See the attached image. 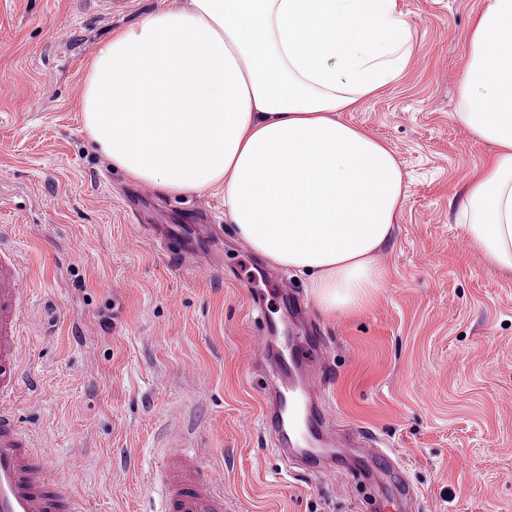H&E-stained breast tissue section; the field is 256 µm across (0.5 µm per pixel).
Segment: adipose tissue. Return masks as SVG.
Listing matches in <instances>:
<instances>
[{"mask_svg": "<svg viewBox=\"0 0 512 512\" xmlns=\"http://www.w3.org/2000/svg\"><path fill=\"white\" fill-rule=\"evenodd\" d=\"M401 0H181L92 52L84 128L161 194L224 191L260 257L306 272L327 313L378 287L375 254L406 199L390 147L340 118L393 82L411 50ZM462 121L492 150L458 220L512 275V0H483Z\"/></svg>", "mask_w": 512, "mask_h": 512, "instance_id": "1", "label": "adipose tissue"}]
</instances>
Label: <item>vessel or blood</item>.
I'll list each match as a JSON object with an SVG mask.
<instances>
[{
  "instance_id": "1",
  "label": "vessel or blood",
  "mask_w": 512,
  "mask_h": 512,
  "mask_svg": "<svg viewBox=\"0 0 512 512\" xmlns=\"http://www.w3.org/2000/svg\"><path fill=\"white\" fill-rule=\"evenodd\" d=\"M26 272L17 256L0 242V512H77L65 489L51 483L43 467L49 449L30 453V443L6 404L19 391L25 350L20 342L23 315V285ZM257 334L250 354L252 360L269 362L261 390L271 400L263 415V426L276 448L303 449L312 441H324L330 422L324 410L311 409V396L324 384L322 374L308 370L313 347L303 337H286L283 344L271 346L273 322L263 305H256ZM358 446L372 465L369 475L385 479L397 474L398 467L378 444L358 436ZM187 448L174 441L166 450L162 478L163 512H223L224 473L207 466L199 484L187 483Z\"/></svg>"
}]
</instances>
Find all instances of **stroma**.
Here are the masks:
<instances>
[{"mask_svg": "<svg viewBox=\"0 0 512 512\" xmlns=\"http://www.w3.org/2000/svg\"><path fill=\"white\" fill-rule=\"evenodd\" d=\"M174 2L0 0V225L29 271L21 341L37 381L13 408L51 449L48 478L80 512H160L165 430L178 422L197 463L223 468L235 512H366L370 494L379 512H512V277L455 219L489 153L457 117L482 0H401L413 24L403 72L342 115L393 149L407 198L377 256L379 288L327 315L307 275L267 265L240 238L223 190L160 195L84 129L94 48ZM161 233L200 269L182 268ZM253 279L279 329L290 326L281 293L301 295L327 352L320 403L336 429L394 453L412 503L386 483L355 485L349 466L312 473L278 458L243 359Z\"/></svg>", "mask_w": 512, "mask_h": 512, "instance_id": "35a3bbf8", "label": "stroma"}]
</instances>
